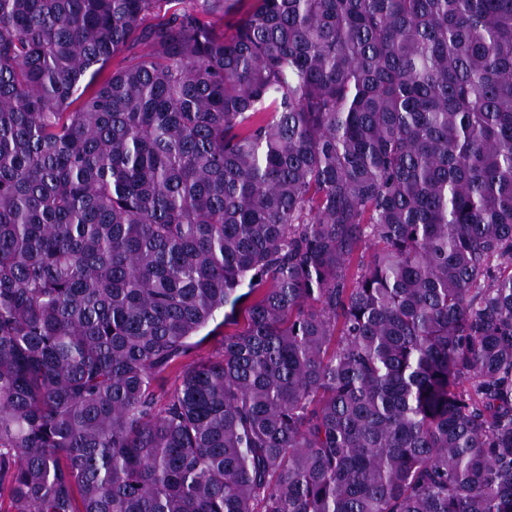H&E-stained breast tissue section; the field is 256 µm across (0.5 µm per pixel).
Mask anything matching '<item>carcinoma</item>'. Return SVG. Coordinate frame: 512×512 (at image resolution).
I'll list each match as a JSON object with an SVG mask.
<instances>
[{
    "instance_id": "carcinoma-1",
    "label": "carcinoma",
    "mask_w": 512,
    "mask_h": 512,
    "mask_svg": "<svg viewBox=\"0 0 512 512\" xmlns=\"http://www.w3.org/2000/svg\"><path fill=\"white\" fill-rule=\"evenodd\" d=\"M241 2L0 0V503L512 512V0Z\"/></svg>"
}]
</instances>
